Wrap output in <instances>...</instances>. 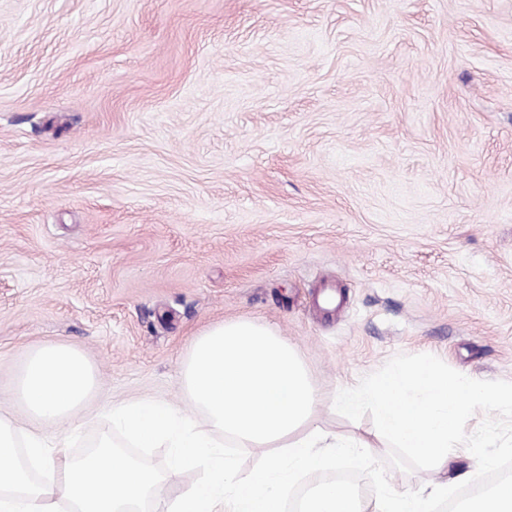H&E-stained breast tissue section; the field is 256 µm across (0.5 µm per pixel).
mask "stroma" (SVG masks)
I'll list each match as a JSON object with an SVG mask.
<instances>
[{"label": "stroma", "instance_id": "stroma-1", "mask_svg": "<svg viewBox=\"0 0 512 512\" xmlns=\"http://www.w3.org/2000/svg\"><path fill=\"white\" fill-rule=\"evenodd\" d=\"M294 346L311 427L429 353L512 381V0H0V417L27 350L198 427L195 336Z\"/></svg>", "mask_w": 512, "mask_h": 512}]
</instances>
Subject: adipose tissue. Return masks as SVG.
<instances>
[{
	"label": "adipose tissue",
	"mask_w": 512,
	"mask_h": 512,
	"mask_svg": "<svg viewBox=\"0 0 512 512\" xmlns=\"http://www.w3.org/2000/svg\"><path fill=\"white\" fill-rule=\"evenodd\" d=\"M448 482L429 485L420 494H393L380 498L364 497L359 491L345 486L328 485L307 497L301 512H427L431 501L446 497Z\"/></svg>",
	"instance_id": "adipose-tissue-1"
}]
</instances>
